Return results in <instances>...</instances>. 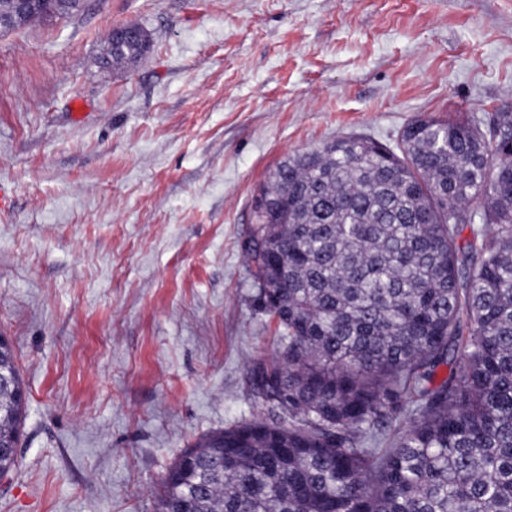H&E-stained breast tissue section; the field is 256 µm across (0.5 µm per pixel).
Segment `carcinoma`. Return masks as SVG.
Segmentation results:
<instances>
[{"label":"carcinoma","mask_w":512,"mask_h":512,"mask_svg":"<svg viewBox=\"0 0 512 512\" xmlns=\"http://www.w3.org/2000/svg\"><path fill=\"white\" fill-rule=\"evenodd\" d=\"M50 9L84 12L46 0L17 28ZM149 49L140 29L101 63ZM258 195L244 253L280 336L246 383L269 418L183 449L155 512H512V114L418 118L396 151L338 138ZM0 358L15 443L26 391L6 340Z\"/></svg>","instance_id":"cac0c4a2"}]
</instances>
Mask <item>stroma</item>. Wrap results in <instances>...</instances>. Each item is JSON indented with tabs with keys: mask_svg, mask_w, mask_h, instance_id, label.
<instances>
[{
	"mask_svg": "<svg viewBox=\"0 0 512 512\" xmlns=\"http://www.w3.org/2000/svg\"><path fill=\"white\" fill-rule=\"evenodd\" d=\"M122 24L150 49L101 66ZM494 112L512 0H92L0 34V336L28 390L0 512H154L183 448L265 417L246 375L277 324L243 245L288 154Z\"/></svg>",
	"mask_w": 512,
	"mask_h": 512,
	"instance_id": "obj_1",
	"label": "stroma"
}]
</instances>
